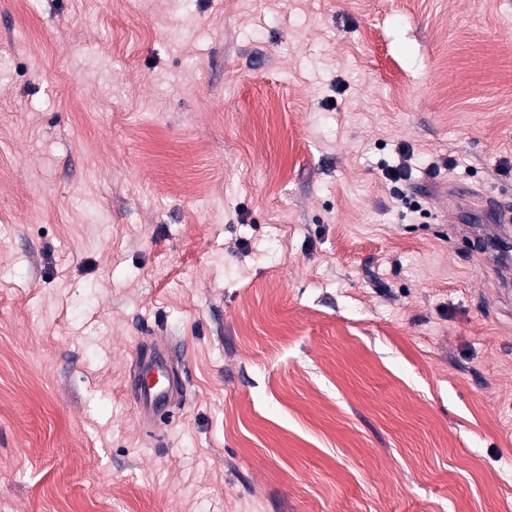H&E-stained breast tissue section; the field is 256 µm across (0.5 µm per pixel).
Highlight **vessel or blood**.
Listing matches in <instances>:
<instances>
[{"label":"vessel or blood","instance_id":"b4317fda","mask_svg":"<svg viewBox=\"0 0 512 512\" xmlns=\"http://www.w3.org/2000/svg\"><path fill=\"white\" fill-rule=\"evenodd\" d=\"M457 209L460 223L482 225V238L486 246L496 253L501 264L512 263V216L507 211L495 209L478 212L463 202L458 203ZM132 376L139 382L134 404L140 420L157 422L178 404L181 388L175 380L174 358L170 348L137 354Z\"/></svg>","mask_w":512,"mask_h":512}]
</instances>
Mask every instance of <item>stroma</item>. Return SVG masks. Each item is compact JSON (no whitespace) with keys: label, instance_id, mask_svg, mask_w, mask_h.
<instances>
[{"label":"stroma","instance_id":"35a3bbf8","mask_svg":"<svg viewBox=\"0 0 512 512\" xmlns=\"http://www.w3.org/2000/svg\"><path fill=\"white\" fill-rule=\"evenodd\" d=\"M2 57L0 512H512L452 220L512 210V0H0ZM171 346L156 348L149 353L141 350L133 362L131 377L140 381L134 394V404L140 420L156 423L166 417L182 397L175 380Z\"/></svg>","mask_w":512,"mask_h":512}]
</instances>
